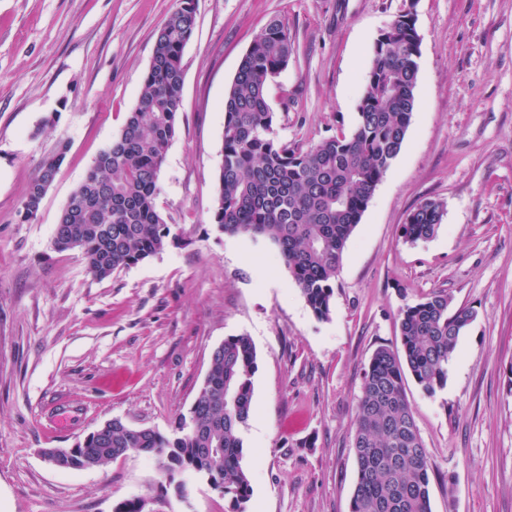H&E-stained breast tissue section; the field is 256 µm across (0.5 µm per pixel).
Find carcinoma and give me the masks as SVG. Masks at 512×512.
Wrapping results in <instances>:
<instances>
[{
  "label": "carcinoma",
  "mask_w": 512,
  "mask_h": 512,
  "mask_svg": "<svg viewBox=\"0 0 512 512\" xmlns=\"http://www.w3.org/2000/svg\"><path fill=\"white\" fill-rule=\"evenodd\" d=\"M196 27L195 0H177L155 34L153 56L135 107L72 192L55 225L52 247L80 251L97 279L137 265L176 241L158 211L157 181L178 129L182 56ZM296 48L284 19L274 16L243 54L224 99L222 164L212 223L227 235L272 244L320 319L329 317L342 256L368 202L398 156L416 110L420 37L412 11L398 15L377 39L351 131L315 145H288L274 130L268 86ZM69 145L39 162L20 202L21 223L38 220ZM443 202L427 199L401 227L407 242L432 237ZM476 318L435 291L400 310L401 348L378 347L363 373L354 453L357 477L350 512H432L431 464L405 392V372L430 395L445 388L459 336ZM255 347L249 337L213 351L208 381L192 414L172 432L133 430L124 423L91 434L72 465L105 466L131 448L159 449L171 476L195 473L221 483L229 512H245L252 489L241 461V431L250 416ZM214 448L201 457L197 449Z\"/></svg>",
  "instance_id": "1"
}]
</instances>
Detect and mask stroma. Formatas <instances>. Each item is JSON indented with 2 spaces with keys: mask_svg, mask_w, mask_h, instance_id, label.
Instances as JSON below:
<instances>
[{
  "mask_svg": "<svg viewBox=\"0 0 512 512\" xmlns=\"http://www.w3.org/2000/svg\"><path fill=\"white\" fill-rule=\"evenodd\" d=\"M176 0H0V512H112L163 476L129 453L107 466H49L106 421L168 432L190 408L212 351L244 335L257 354L242 466L246 512H349L362 376L398 347V315L435 291L477 312L448 382L405 391L432 464L433 512H512V0H196L177 134L156 203L181 242L95 279L58 253L57 217L120 132ZM413 11L418 105L402 149L344 250L329 318H317L276 249L221 233L211 216L224 97L270 17L297 53L268 99L275 133L313 145L350 131L380 34ZM70 149L42 201H20L42 159ZM445 214L405 242L421 201ZM159 512H226L185 478ZM443 202L427 199L414 208L401 227V236L406 242H417L432 237L442 222Z\"/></svg>",
  "mask_w": 512,
  "mask_h": 512,
  "instance_id": "obj_1",
  "label": "stroma"
}]
</instances>
